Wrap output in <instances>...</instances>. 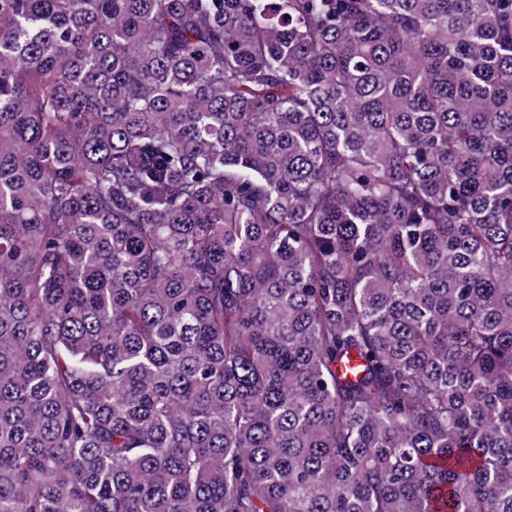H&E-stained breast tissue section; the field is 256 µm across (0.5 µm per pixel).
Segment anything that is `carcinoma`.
<instances>
[{
    "mask_svg": "<svg viewBox=\"0 0 512 512\" xmlns=\"http://www.w3.org/2000/svg\"><path fill=\"white\" fill-rule=\"evenodd\" d=\"M0 512H512V0H0Z\"/></svg>",
    "mask_w": 512,
    "mask_h": 512,
    "instance_id": "1",
    "label": "carcinoma"
}]
</instances>
